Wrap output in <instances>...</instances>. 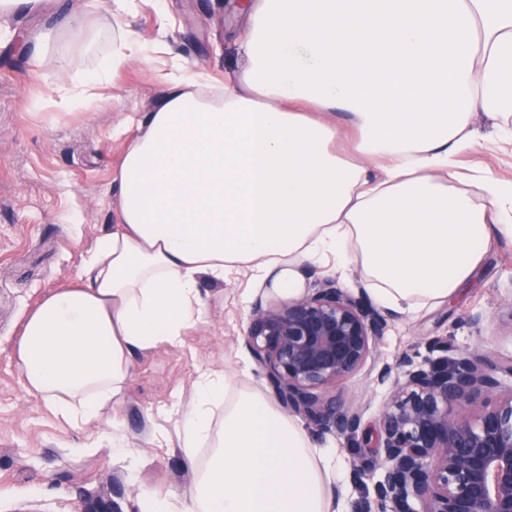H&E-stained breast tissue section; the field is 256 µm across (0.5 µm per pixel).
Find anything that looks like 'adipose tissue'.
<instances>
[{"label":"adipose tissue","mask_w":512,"mask_h":512,"mask_svg":"<svg viewBox=\"0 0 512 512\" xmlns=\"http://www.w3.org/2000/svg\"><path fill=\"white\" fill-rule=\"evenodd\" d=\"M240 41L246 64L223 82L181 62L157 72L115 224L25 319L24 387L67 425L121 402L135 355L184 346L201 280L244 272L295 294L301 264L357 266L377 304L411 312L454 298L491 239H512V182L449 181L475 113L512 139V0H250ZM145 56L119 25L107 65L60 85L61 105L94 111ZM348 129L351 158L336 149ZM173 437L211 456L186 501L146 492L139 512H346L337 449L221 371L154 435Z\"/></svg>","instance_id":"1"}]
</instances>
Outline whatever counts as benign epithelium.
I'll return each instance as SVG.
<instances>
[{
	"label": "benign epithelium",
	"instance_id": "1",
	"mask_svg": "<svg viewBox=\"0 0 512 512\" xmlns=\"http://www.w3.org/2000/svg\"><path fill=\"white\" fill-rule=\"evenodd\" d=\"M387 316L334 279L308 294L251 305L244 345L265 369L279 406L346 445L364 441L362 414L333 389L374 355ZM512 359L484 349L417 364L383 365L391 390L375 425L374 452L354 479L381 471L365 512H512Z\"/></svg>",
	"mask_w": 512,
	"mask_h": 512
}]
</instances>
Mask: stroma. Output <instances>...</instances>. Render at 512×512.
<instances>
[{"label":"stroma","mask_w":512,"mask_h":512,"mask_svg":"<svg viewBox=\"0 0 512 512\" xmlns=\"http://www.w3.org/2000/svg\"><path fill=\"white\" fill-rule=\"evenodd\" d=\"M239 2L137 0L126 21L149 44L151 59L131 61L104 86L107 103L95 112L38 103L56 98L62 79L105 65L111 45L95 34L112 26L110 0H40L0 18L8 32L0 38V512H138L142 491L163 499L187 494L208 449L160 446L153 433L173 429L174 410L191 403L198 374L220 370L236 386L271 391L243 345L250 300L261 290L236 274L201 281L205 308L184 347L136 356L121 404L99 420L64 425L25 390L15 360L26 314L78 275L82 257L115 221L123 141L113 129L159 104L154 70L163 64L180 60L219 80L243 69ZM472 130L471 146L457 156L460 168L512 181V142L499 137L497 119L477 114ZM472 314L481 315L480 325L469 322ZM423 336L446 337L452 357L483 344L512 357V240L492 244L453 300L395 314L373 368L337 385V397L358 408L367 427L389 396L375 368L405 352L428 359L418 345ZM116 430L140 458L136 473L112 448Z\"/></svg>","instance_id":"1"}]
</instances>
